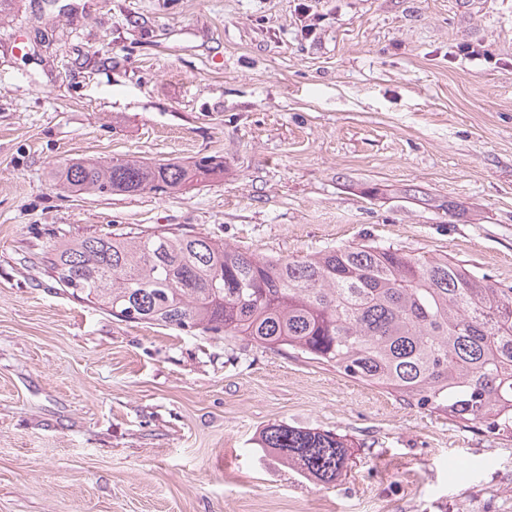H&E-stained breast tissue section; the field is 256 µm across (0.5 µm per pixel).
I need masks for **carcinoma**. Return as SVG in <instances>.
Segmentation results:
<instances>
[{
	"instance_id": "obj_1",
	"label": "carcinoma",
	"mask_w": 512,
	"mask_h": 512,
	"mask_svg": "<svg viewBox=\"0 0 512 512\" xmlns=\"http://www.w3.org/2000/svg\"><path fill=\"white\" fill-rule=\"evenodd\" d=\"M220 169L209 160L188 167L78 159L54 179L84 194L170 195ZM47 263L72 296L118 319L243 336L512 436V288L461 261L372 243L272 259L156 227L64 238ZM259 445L325 485L348 466L347 444L329 431L272 424Z\"/></svg>"
}]
</instances>
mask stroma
Wrapping results in <instances>:
<instances>
[{
  "label": "stroma",
  "mask_w": 512,
  "mask_h": 512,
  "mask_svg": "<svg viewBox=\"0 0 512 512\" xmlns=\"http://www.w3.org/2000/svg\"><path fill=\"white\" fill-rule=\"evenodd\" d=\"M481 48L478 56L460 46ZM221 162L85 195L75 159ZM373 242L512 287V0H10L0 10V512H512V438L289 354L112 318L60 238ZM348 439L327 486L257 444Z\"/></svg>",
  "instance_id": "obj_1"
}]
</instances>
